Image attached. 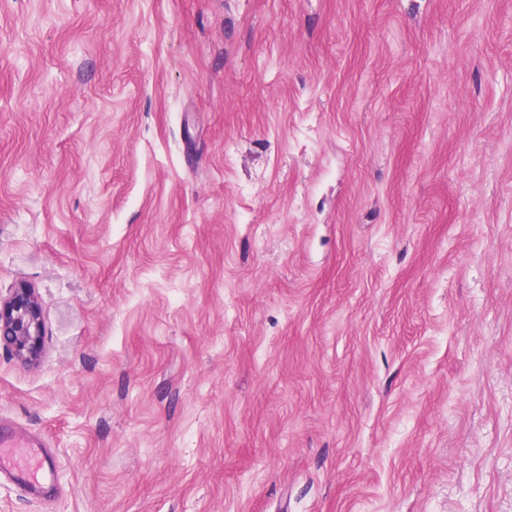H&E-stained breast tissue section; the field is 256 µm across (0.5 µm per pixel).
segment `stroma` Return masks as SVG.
I'll return each instance as SVG.
<instances>
[{
    "label": "stroma",
    "instance_id": "stroma-1",
    "mask_svg": "<svg viewBox=\"0 0 512 512\" xmlns=\"http://www.w3.org/2000/svg\"><path fill=\"white\" fill-rule=\"evenodd\" d=\"M0 512H512V0H0ZM0 335L7 348L24 361L40 359L45 334L41 302L34 288L21 286L0 296ZM15 441L14 428L0 420V478L9 480L28 494L52 487L54 469L49 459L50 450L44 442L40 438L27 439L25 442L27 455L34 463V468H31L27 463L18 462Z\"/></svg>",
    "mask_w": 512,
    "mask_h": 512
}]
</instances>
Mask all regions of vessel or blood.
<instances>
[{
	"label": "vessel or blood",
	"instance_id": "vessel-or-blood-1",
	"mask_svg": "<svg viewBox=\"0 0 512 512\" xmlns=\"http://www.w3.org/2000/svg\"><path fill=\"white\" fill-rule=\"evenodd\" d=\"M16 433L6 422L0 421V478L32 493L50 488L55 476L50 451L41 439L27 440L25 446L29 460L20 463L15 452Z\"/></svg>",
	"mask_w": 512,
	"mask_h": 512
}]
</instances>
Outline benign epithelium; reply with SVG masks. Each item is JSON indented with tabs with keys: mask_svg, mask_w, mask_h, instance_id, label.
Returning a JSON list of instances; mask_svg holds the SVG:
<instances>
[{
	"mask_svg": "<svg viewBox=\"0 0 512 512\" xmlns=\"http://www.w3.org/2000/svg\"><path fill=\"white\" fill-rule=\"evenodd\" d=\"M44 323L35 289L21 286L0 296V339L28 363L37 362L43 350Z\"/></svg>",
	"mask_w": 512,
	"mask_h": 512,
	"instance_id": "7a95c632",
	"label": "benign epithelium"
}]
</instances>
